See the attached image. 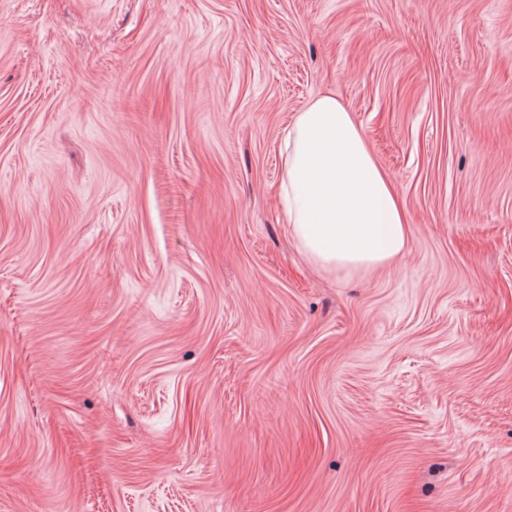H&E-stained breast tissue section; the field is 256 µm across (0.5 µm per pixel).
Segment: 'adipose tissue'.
Wrapping results in <instances>:
<instances>
[{"label": "adipose tissue", "instance_id": "adipose-tissue-1", "mask_svg": "<svg viewBox=\"0 0 512 512\" xmlns=\"http://www.w3.org/2000/svg\"><path fill=\"white\" fill-rule=\"evenodd\" d=\"M285 151L282 220L309 261L327 273L393 269L410 224L347 107L331 93L313 98L289 126Z\"/></svg>", "mask_w": 512, "mask_h": 512}]
</instances>
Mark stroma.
I'll use <instances>...</instances> for the list:
<instances>
[{"mask_svg":"<svg viewBox=\"0 0 512 512\" xmlns=\"http://www.w3.org/2000/svg\"><path fill=\"white\" fill-rule=\"evenodd\" d=\"M325 91L390 271L280 221ZM0 512H512V0H0Z\"/></svg>","mask_w":512,"mask_h":512,"instance_id":"35a3bbf8","label":"stroma"}]
</instances>
